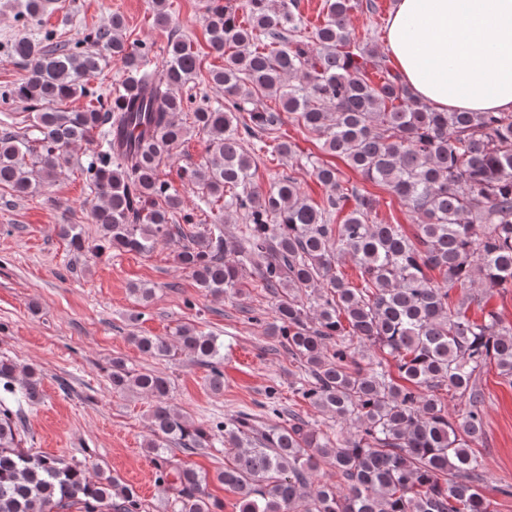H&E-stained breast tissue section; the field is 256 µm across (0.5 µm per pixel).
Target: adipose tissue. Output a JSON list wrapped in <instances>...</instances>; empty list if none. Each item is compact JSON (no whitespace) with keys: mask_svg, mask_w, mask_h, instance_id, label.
I'll use <instances>...</instances> for the list:
<instances>
[{"mask_svg":"<svg viewBox=\"0 0 512 512\" xmlns=\"http://www.w3.org/2000/svg\"><path fill=\"white\" fill-rule=\"evenodd\" d=\"M386 45L439 111H512V0H397Z\"/></svg>","mask_w":512,"mask_h":512,"instance_id":"1","label":"adipose tissue"}]
</instances>
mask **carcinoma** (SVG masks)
Wrapping results in <instances>:
<instances>
[{
    "instance_id": "obj_1",
    "label": "carcinoma",
    "mask_w": 512,
    "mask_h": 512,
    "mask_svg": "<svg viewBox=\"0 0 512 512\" xmlns=\"http://www.w3.org/2000/svg\"><path fill=\"white\" fill-rule=\"evenodd\" d=\"M299 5L282 0L276 10L271 0H246L242 18L224 0H207L209 45L224 57L209 73L224 93L216 102L179 94L200 69L191 44L169 39L161 72H150V47L124 40L120 14L81 42L46 28L6 43L24 75L0 90V101L25 102L35 117L22 136L0 132V186L33 195L69 164L73 148L92 145L83 173L96 199V248L147 254L182 238L176 261L207 294L240 292L242 272L252 266L276 295L268 335L304 363L307 375L295 391L332 424L323 429L295 417L261 426L248 414L224 419L229 463L216 479L237 496V512H491L475 483L481 460L472 445L484 434L476 379L493 363L512 382V323L494 311L471 319L474 296L455 299L452 290L512 288V112L435 110L386 67L384 56L352 37L354 0H325L324 23L307 38L295 36L304 26ZM19 7L22 17L40 23L47 4L21 0ZM109 58L125 73L110 106L99 98L84 110L58 107L94 96L90 81ZM264 95L278 98L325 152L418 215L414 234L379 223L376 197L341 180L330 165L313 164L330 190L321 205L289 177L259 190L248 150L294 154L290 143L265 139L278 116L260 105ZM185 110L192 112L189 126L177 120ZM195 130L207 135L209 157L181 170L182 181L202 194L191 208L159 172ZM343 211V223H331ZM200 212L212 216L202 229ZM234 212L245 223L231 244L223 225ZM61 233L72 250L85 249L77 225L65 224ZM342 256L358 268L361 287L336 272ZM129 340L159 360L191 357L210 368L213 392L224 389L220 337L181 325L171 341ZM355 343L384 356L363 365L352 354ZM389 357L406 384L393 378ZM16 372L17 365L0 359L5 389ZM23 373L25 398L39 400L38 373ZM109 380L115 392L155 400L146 448L176 512L221 509L207 491V475L168 458L171 444L204 448L210 439L170 404V380L131 370L120 357L112 359ZM441 388L468 407L462 419L451 418L435 394ZM21 432L18 413L0 404V512L75 505L79 512H139L132 488L110 475L93 481L78 465L31 453L21 447ZM324 464L344 477V488L311 487Z\"/></svg>"
}]
</instances>
